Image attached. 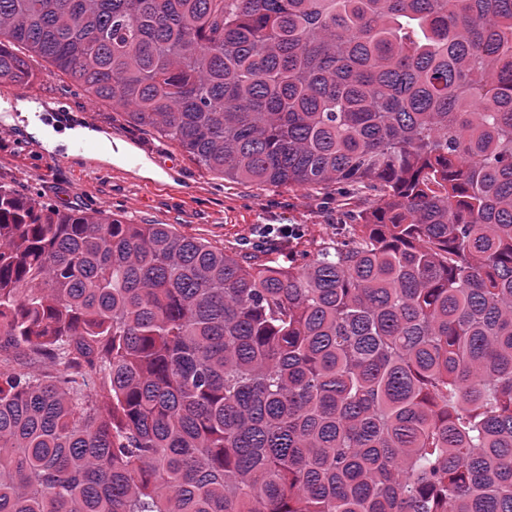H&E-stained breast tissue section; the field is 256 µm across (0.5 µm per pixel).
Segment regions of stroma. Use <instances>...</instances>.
<instances>
[{"label":"stroma","mask_w":512,"mask_h":512,"mask_svg":"<svg viewBox=\"0 0 512 512\" xmlns=\"http://www.w3.org/2000/svg\"><path fill=\"white\" fill-rule=\"evenodd\" d=\"M36 79L0 84V183L23 196L70 211H103L132 224H171L216 247L234 245L265 259L282 248L304 262L324 241L335 239L342 220L336 191L311 193L287 187L264 190L207 171L155 130L129 122L104 102L91 101L66 76L51 73L41 58L28 60ZM63 105L64 115L43 122L26 106L31 99ZM86 135L90 157L53 143L65 130ZM260 224H298L287 241L258 237Z\"/></svg>","instance_id":"obj_1"}]
</instances>
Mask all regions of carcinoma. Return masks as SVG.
Here are the masks:
<instances>
[{"label": "carcinoma", "mask_w": 512, "mask_h": 512, "mask_svg": "<svg viewBox=\"0 0 512 512\" xmlns=\"http://www.w3.org/2000/svg\"><path fill=\"white\" fill-rule=\"evenodd\" d=\"M210 172L354 209L256 264L0 184V512H512V0H0Z\"/></svg>", "instance_id": "cac0c4a2"}]
</instances>
